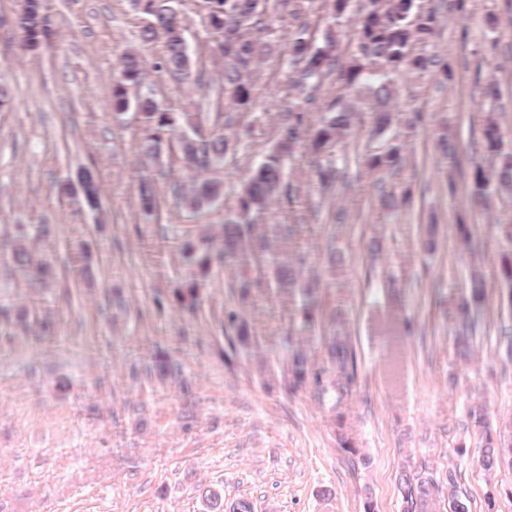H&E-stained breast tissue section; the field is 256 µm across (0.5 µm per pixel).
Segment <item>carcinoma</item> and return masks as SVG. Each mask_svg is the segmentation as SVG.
I'll return each instance as SVG.
<instances>
[{
	"label": "carcinoma",
	"mask_w": 512,
	"mask_h": 512,
	"mask_svg": "<svg viewBox=\"0 0 512 512\" xmlns=\"http://www.w3.org/2000/svg\"><path fill=\"white\" fill-rule=\"evenodd\" d=\"M199 14L207 22L211 33L217 35L219 53L215 59L221 63L222 92L218 96L230 102V112L215 113V126L207 133L201 132L200 117L186 112H176L161 104L151 93L131 99L128 86L143 79L146 57L127 53L121 59L120 77L112 83V109L121 115L135 107L143 120L140 149L147 159H156L164 151H176L183 160V167L191 172L190 181H175L171 192L180 199L192 216L200 215L205 207L221 196L223 183L210 177L213 167L224 162L229 152L235 150V130L239 119L250 109L255 86L251 73L261 62L271 56L274 46L262 38L267 27L269 12L280 11L297 19L303 13V0H195ZM134 8L144 17L140 29L141 45L147 49L162 43L163 51L155 58L152 67L157 72L184 79L190 74V59L185 41V13L179 0H132ZM442 16L423 0H365L358 30V54L342 64L336 55L337 37L329 30L318 42L300 25L289 37L288 57L292 76L285 96L301 88L308 91L306 103L315 100L314 92L324 79L337 74L340 81L352 86L369 68H380L388 73L409 72L422 75L438 65L436 56L417 50L434 37L440 28ZM15 26L21 44L30 51L42 47L51 36L47 17L39 0H26L22 12L16 16ZM366 97L373 105V120L380 130L392 119L393 91L385 83L367 88ZM354 107H343L334 112H321L316 121H306V113L288 109L278 113L276 143L271 152L252 171L243 184L233 215L221 225L222 246L216 252L199 248L189 240L184 244L183 257L193 268L184 285L173 289V297L180 303L195 305L200 295L199 280L210 273L218 261L232 269L226 288L230 296L244 309L254 291L264 287L263 270L270 253L265 241L254 236V218L271 204L290 197L292 184L284 171L285 158L299 143L309 154L321 157L326 151L349 136L356 124ZM485 151L495 157L492 166H475L472 172L470 203L481 208L489 197L502 190H512V148L505 147L498 124L487 119L482 128ZM407 159L404 144L390 143L374 150H366L364 164L372 171L384 175L397 172ZM314 172L322 192H332L337 179L336 168L315 162ZM82 196L91 208L100 205L99 187L94 173L85 168L78 178ZM504 239L509 245L502 260V282L512 303V225L503 227ZM10 259L14 269L35 290L46 286L49 269L43 263L33 243L24 239L10 244ZM308 260L298 254L291 262L275 264L277 286L298 289L302 295V327L312 329L317 322L320 282L307 275ZM486 299L485 283L479 272L470 273L467 294L458 306L459 325L454 345L460 356H475L476 318ZM28 312L0 308V343H9L13 336L10 325H24ZM226 320L234 334L225 336L222 355L251 345V336L236 310L226 313ZM327 359L325 364L314 367L306 348L288 337L290 354L288 367L283 374L291 389L311 387L318 403L329 405L334 413L338 441L341 447L358 454L354 442L342 433L344 407L351 399L357 379L358 356L347 336L324 337ZM132 377L141 376L151 383H175L183 393H189L181 362L166 352L156 353L142 368H134ZM469 420L484 429L480 439L484 469L495 468L503 459L506 441L500 434L485 427V412L474 407ZM399 490L404 512H430L431 503L439 491L436 479L426 472H406L401 476ZM200 512H254L251 499L227 497L224 491L211 484L196 485Z\"/></svg>",
	"instance_id": "carcinoma-1"
}]
</instances>
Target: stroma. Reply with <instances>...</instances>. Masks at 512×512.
Masks as SVG:
<instances>
[{"label": "stroma", "mask_w": 512, "mask_h": 512, "mask_svg": "<svg viewBox=\"0 0 512 512\" xmlns=\"http://www.w3.org/2000/svg\"><path fill=\"white\" fill-rule=\"evenodd\" d=\"M426 2L447 19L428 51L450 75L365 71L361 84L392 80V125L375 131L370 112H361L355 135L318 160L340 175L331 195L313 176L318 161L297 146L287 161L292 201L255 219V234L273 252L306 254L320 276L318 324L300 330L298 296L265 274L264 288L242 312L255 345L226 359L220 321L233 307L224 286L231 271L213 268L196 307L179 306L169 295L188 275L181 250L186 241L202 243L208 228L234 212L243 182L275 143L277 113L304 104L303 93L284 96L289 36L301 23L317 37L334 30L339 59L347 61L357 49L363 0H350L339 18L326 0H306L297 21L269 15L267 34L278 48L253 74L255 103L238 127L235 152L214 172L224 191L197 221L170 192L185 168L166 154L144 162L136 109L112 110L121 57L142 50V17L131 0H43L52 36L34 54L21 51L13 26L25 0H0V89L8 98L0 110V235L16 224L50 225L38 248L57 273L36 293L0 255V306L55 322L53 336L0 347V512H197L194 486L201 482L250 497L255 512H364L368 497L376 512H403L405 469L441 482L455 476L476 512H512V456L484 471L480 430L468 423L474 406L490 425L512 419V366L504 367L495 348L499 322H512L499 284L500 229L512 225V195H494L485 210L469 201V175L486 158L479 139L487 116L512 147V0ZM183 10L189 79L150 69L142 88L176 111L211 113L219 81L210 34L195 0H183ZM491 82L499 97L484 96ZM412 112L422 115L414 127L407 124ZM443 133L457 147L461 177L449 178L448 159L435 147ZM395 138L405 140L410 156L386 181L401 201L388 209L362 154ZM85 166L99 176L97 210L58 192ZM146 171L160 205L150 214L140 197ZM339 208L342 224L332 219ZM461 222L470 228L469 252L457 234ZM283 224L294 229L290 239L278 234ZM424 224L436 227L435 252L421 248ZM331 242L345 255L337 269L327 262ZM474 268L487 299L477 354L466 362L453 337ZM115 291L125 309L102 315ZM335 328L358 354L345 431L359 455L369 456L367 466L338 445L328 407L280 382L288 333L302 334L311 364L320 366L324 338ZM160 349L182 363L192 399L177 387L130 378L132 365ZM33 362L41 367L34 375ZM57 376L70 379L67 393L55 391ZM92 402L94 414L86 410ZM188 407L189 424L182 417ZM324 486L336 493L328 505L316 495Z\"/></svg>", "instance_id": "stroma-1"}]
</instances>
